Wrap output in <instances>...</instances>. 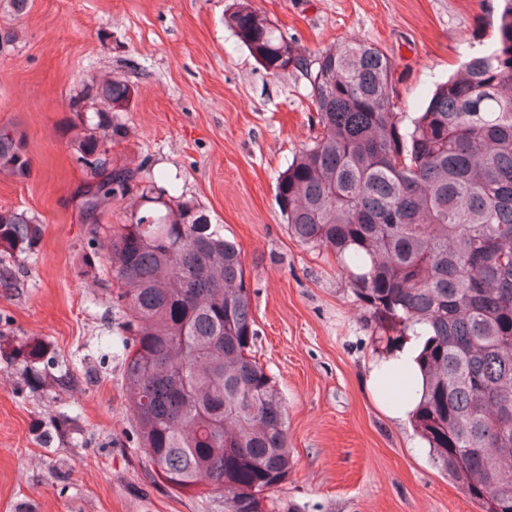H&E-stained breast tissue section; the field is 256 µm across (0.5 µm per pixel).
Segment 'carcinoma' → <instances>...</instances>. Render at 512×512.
<instances>
[{
  "mask_svg": "<svg viewBox=\"0 0 512 512\" xmlns=\"http://www.w3.org/2000/svg\"><path fill=\"white\" fill-rule=\"evenodd\" d=\"M267 71L309 72L317 134L277 174L275 203L300 243L335 255L379 341L424 336L412 414L436 466L480 512H512V0L491 49L396 111L392 60L345 40L310 60L250 0L224 13ZM127 80L68 98V144L92 177L81 197L110 228L107 262L127 313L120 351L139 444L174 493L226 512H279L292 458L281 392L251 355L258 332L237 245L160 175L108 164ZM22 136L0 129V171L27 177ZM40 232L0 209V252Z\"/></svg>",
  "mask_w": 512,
  "mask_h": 512,
  "instance_id": "obj_1",
  "label": "carcinoma"
}]
</instances>
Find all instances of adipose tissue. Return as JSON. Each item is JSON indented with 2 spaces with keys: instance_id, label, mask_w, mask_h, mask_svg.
Here are the masks:
<instances>
[{
  "instance_id": "adipose-tissue-1",
  "label": "adipose tissue",
  "mask_w": 512,
  "mask_h": 512,
  "mask_svg": "<svg viewBox=\"0 0 512 512\" xmlns=\"http://www.w3.org/2000/svg\"><path fill=\"white\" fill-rule=\"evenodd\" d=\"M423 347L420 338L409 337L404 344L374 360L369 366L366 386L374 398L386 402L390 417L397 420L408 419L416 406L412 400H389L388 394L394 378L413 379L415 385H422L423 377L419 369V357Z\"/></svg>"
}]
</instances>
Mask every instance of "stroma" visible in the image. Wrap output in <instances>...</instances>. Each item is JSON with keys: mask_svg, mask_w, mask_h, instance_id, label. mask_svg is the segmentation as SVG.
Returning a JSON list of instances; mask_svg holds the SVG:
<instances>
[{"mask_svg": "<svg viewBox=\"0 0 512 512\" xmlns=\"http://www.w3.org/2000/svg\"><path fill=\"white\" fill-rule=\"evenodd\" d=\"M234 0H0V128L21 134L26 178L0 173V209L39 220L34 244L0 264V512H224L174 494L139 446L116 340L125 310L87 254L124 223L112 202L83 221L88 176L67 146V100L91 76L136 93L114 163L174 182L242 253L259 335L253 351L282 394L293 467L279 512H479L434 465L411 422L390 419L364 386L379 331L333 257L297 242L275 200V172L316 132L305 70L266 72L222 17ZM314 51L345 38L395 64L399 111H422L435 80L496 38L504 0H254ZM41 360L23 363L28 343Z\"/></svg>", "mask_w": 512, "mask_h": 512, "instance_id": "35a3bbf8", "label": "stroma"}]
</instances>
